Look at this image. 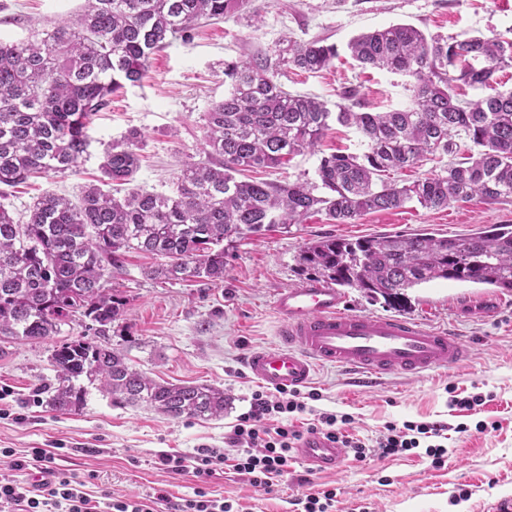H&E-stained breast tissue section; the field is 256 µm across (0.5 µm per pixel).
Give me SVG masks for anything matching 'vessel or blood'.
I'll return each instance as SVG.
<instances>
[{"instance_id":"1","label":"vessel or blood","mask_w":512,"mask_h":512,"mask_svg":"<svg viewBox=\"0 0 512 512\" xmlns=\"http://www.w3.org/2000/svg\"><path fill=\"white\" fill-rule=\"evenodd\" d=\"M274 310L280 321L277 341L246 357L249 377L271 389L305 387L320 365L349 370L363 386L385 375L417 378L471 356L470 347L447 330L349 310L345 295L329 284L283 289ZM296 454L318 472L336 471L343 458L339 444L318 435L306 437Z\"/></svg>"}]
</instances>
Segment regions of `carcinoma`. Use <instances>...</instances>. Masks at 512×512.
I'll list each match as a JSON object with an SVG mask.
<instances>
[{"label":"carcinoma","instance_id":"obj_1","mask_svg":"<svg viewBox=\"0 0 512 512\" xmlns=\"http://www.w3.org/2000/svg\"><path fill=\"white\" fill-rule=\"evenodd\" d=\"M246 0H86L82 10L0 42V185L77 171L88 152L90 117L108 97L143 77L149 59L190 35L202 19H220ZM363 68L412 81L411 103L388 112L331 111L291 94L278 81L282 67L316 73L336 58V45L290 42L276 59L224 64L229 90L207 115L206 159L187 164L171 195L132 189L116 199L87 186L80 203L44 192L18 224L0 206V340L47 341L79 314L100 335L121 315L111 268L127 252L155 259L152 279L224 283V241L256 236L274 224H300L312 212L349 224L369 212L417 203L446 208L474 196L512 197V90L478 100L462 87H483L512 67V41L461 34L426 37L406 24L362 33L347 44ZM353 127L359 154L320 157L316 181L239 180L249 168H274L316 149L331 122ZM467 154L430 174L398 185L390 175L432 155ZM136 130L110 144L101 171L128 184L140 167ZM302 273L355 288L372 300L399 304L406 291L435 280L512 291V225L478 228L456 237L424 230L356 240L327 238L301 250ZM58 386L51 406L76 412L98 381L112 404H144L172 419L224 415V390L158 382L125 355L82 338L53 344Z\"/></svg>","mask_w":512,"mask_h":512}]
</instances>
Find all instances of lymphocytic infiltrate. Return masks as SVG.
<instances>
[{"label": "lymphocytic infiltrate", "mask_w": 512, "mask_h": 512, "mask_svg": "<svg viewBox=\"0 0 512 512\" xmlns=\"http://www.w3.org/2000/svg\"><path fill=\"white\" fill-rule=\"evenodd\" d=\"M305 409L306 404L296 390L253 394L249 409L239 415L227 439L226 449H199L190 462L179 454H165L161 463L172 473L189 470L195 477L205 479L230 456L234 459L235 470L245 475L253 487L270 491L274 479L287 471L292 452L301 438L300 432L289 426L288 418ZM351 421L347 414L323 412L310 430L350 449L358 461L374 452L385 457L419 447L424 448L426 456L437 466L444 464L448 456V448L443 443L451 428L447 423H390L375 445L369 446L348 434L346 427ZM31 458L41 464V481L30 489L13 480L0 481V512H153V501L149 498L119 500L107 492L97 497L91 495L84 481L58 471L54 455L43 449H34Z\"/></svg>", "instance_id": "obj_1"}]
</instances>
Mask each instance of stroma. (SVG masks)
I'll list each match as a JSON object with an SVG mask.
<instances>
[{
	"label": "stroma",
	"instance_id": "1",
	"mask_svg": "<svg viewBox=\"0 0 512 512\" xmlns=\"http://www.w3.org/2000/svg\"><path fill=\"white\" fill-rule=\"evenodd\" d=\"M84 3L0 0V40L26 39L31 31L81 11ZM393 24L412 25L428 36L467 33L512 40V0H248L223 20L200 24L191 39L172 40L151 56L140 83L110 96L90 121L91 144L77 173L4 188L0 203L14 219L23 220L44 191L79 200L85 186L103 183L106 146L133 128L144 136L140 168L132 184L109 185V192L121 199L140 186L172 194L183 166L203 158L206 115L224 98L225 63L276 56L288 39L322 40L336 45L339 56L314 74L283 69L279 81L286 90L333 107L343 88L354 86L361 111L406 107L412 96L407 77L361 69L347 50L352 37ZM360 150L356 131L335 123L315 152L256 176L311 180L320 156ZM489 224H512V198L373 212L350 224L314 214L301 224L225 243L227 272L219 285L154 280L144 273L150 258L125 254L111 280L125 301L121 317L102 335L89 319L73 317L61 325L60 339L82 337L121 349L132 365L159 381L223 388L228 399L223 416L172 419L140 405L116 406L89 382L80 411H57L43 391L56 381L49 363L51 343L0 342V479L12 477L27 487L40 481L37 469L13 471L5 451L23 456L43 448L59 450V468L86 481L88 491L141 498L164 490L168 498L156 504V512H175V504L194 498L201 486L211 496L240 502L247 512H297L296 500L308 491L331 488L337 493L336 512H351L361 504L371 512H485L498 500L512 498V292L445 280L409 289L399 307L351 288L345 294L350 308L360 312L451 329L472 348L468 364L414 379L387 376L368 389L358 387L347 371L321 367L309 387L316 400L293 420L303 430L319 413H346L353 418L348 432L369 445L390 422L466 423L467 432H449L443 466L410 451L371 455L362 462L348 454L334 473L312 471L295 459L267 493L228 463L202 485L192 473H171L159 461L165 453L192 457L203 447H223L259 388L248 378L243 359L250 350L275 342L279 321L273 300L280 290L306 283L297 258L307 244L419 229L451 237ZM455 395H481L485 402L459 419L448 409Z\"/></svg>",
	"mask_w": 512,
	"mask_h": 512
}]
</instances>
